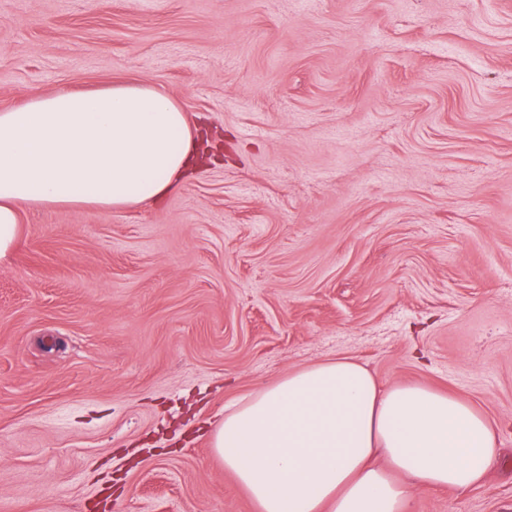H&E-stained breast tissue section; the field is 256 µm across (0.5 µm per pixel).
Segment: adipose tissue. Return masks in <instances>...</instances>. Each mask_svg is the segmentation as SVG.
<instances>
[{"label": "adipose tissue", "instance_id": "adipose-tissue-1", "mask_svg": "<svg viewBox=\"0 0 512 512\" xmlns=\"http://www.w3.org/2000/svg\"><path fill=\"white\" fill-rule=\"evenodd\" d=\"M198 158L182 104L149 85L36 95L0 111V263L26 210L155 202ZM212 448L258 512H409L412 486L481 485L500 453L468 399L385 384L350 358L230 404Z\"/></svg>", "mask_w": 512, "mask_h": 512}]
</instances>
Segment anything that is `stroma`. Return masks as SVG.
Wrapping results in <instances>:
<instances>
[{
  "label": "stroma",
  "mask_w": 512,
  "mask_h": 512,
  "mask_svg": "<svg viewBox=\"0 0 512 512\" xmlns=\"http://www.w3.org/2000/svg\"><path fill=\"white\" fill-rule=\"evenodd\" d=\"M148 84L216 144L0 265V512H258L224 407L336 357L469 398L512 512V0H0V110Z\"/></svg>",
  "instance_id": "stroma-1"
}]
</instances>
